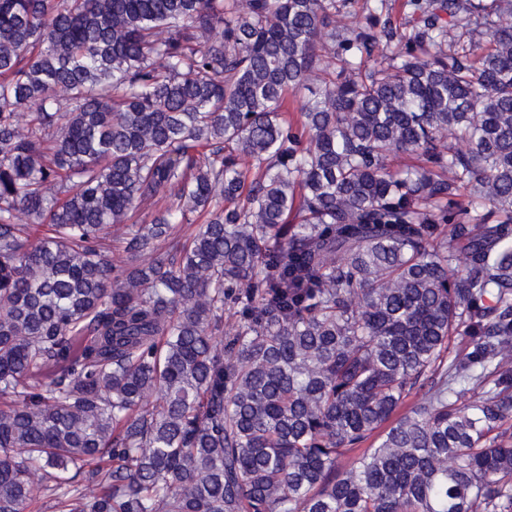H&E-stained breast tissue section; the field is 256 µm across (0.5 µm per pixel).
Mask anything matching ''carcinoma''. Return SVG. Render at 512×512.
Wrapping results in <instances>:
<instances>
[{"label": "carcinoma", "mask_w": 512, "mask_h": 512, "mask_svg": "<svg viewBox=\"0 0 512 512\" xmlns=\"http://www.w3.org/2000/svg\"><path fill=\"white\" fill-rule=\"evenodd\" d=\"M407 5L0 0V512H512V0Z\"/></svg>", "instance_id": "obj_1"}]
</instances>
